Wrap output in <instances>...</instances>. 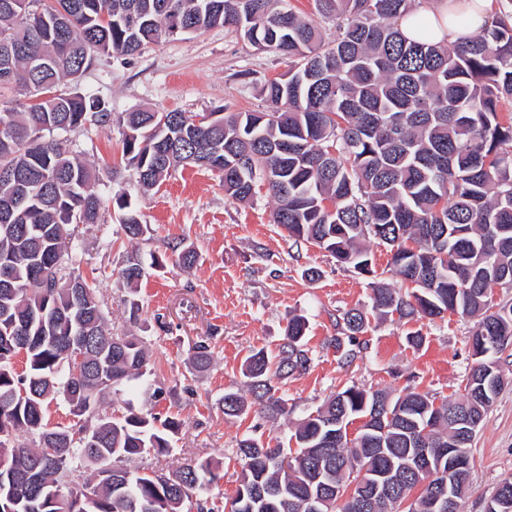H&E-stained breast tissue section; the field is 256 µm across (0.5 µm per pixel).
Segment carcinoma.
<instances>
[{
    "instance_id": "obj_1",
    "label": "carcinoma",
    "mask_w": 512,
    "mask_h": 512,
    "mask_svg": "<svg viewBox=\"0 0 512 512\" xmlns=\"http://www.w3.org/2000/svg\"><path fill=\"white\" fill-rule=\"evenodd\" d=\"M334 15L336 37L288 9L287 0H0V512H61L57 486L83 474L93 500L85 512H183L192 493L224 479L211 457L168 475L126 469L121 482L101 477L120 466L162 455L184 422L135 411H106L119 388L141 380L150 363L146 341L112 333L98 277L62 263L85 251L72 224H97L104 196L99 173L58 136L111 119L100 98L78 80L98 54L133 57L183 32L224 27L254 46L291 60L268 81L265 112H226L197 125L193 116L143 109L124 118L122 159L145 189L180 165L215 174L224 192L246 201L260 184L275 207L273 223L294 243H309L372 278V310L380 316L478 318L474 361L464 394L441 402L409 391H368L355 385L333 395L295 428L293 448H269L247 437L230 512H307L322 468L337 490L329 512H432L434 481L401 473L386 500L369 483L389 459L415 453L418 439L432 466L448 469L450 454L470 453L473 437L457 419L487 415L504 373L497 355L512 346V304L486 294L490 283L512 288V16L497 17L461 46L407 41L395 21L412 0H314ZM126 236L147 232L124 193L112 196ZM390 252L388 271L412 291L378 277L371 245ZM130 286L144 277L138 257L119 271ZM336 349L360 347L366 318L343 317ZM307 323L295 316L276 354L258 350L244 364L260 412L288 418V399L273 379L309 365ZM88 340L86 363L74 379L67 348ZM24 369L16 371L17 342ZM54 401L89 415V432L49 426ZM248 407L224 394V415ZM377 414L352 440L339 420ZM59 448L53 457L43 446Z\"/></svg>"
}]
</instances>
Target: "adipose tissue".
I'll return each mask as SVG.
<instances>
[{"label": "adipose tissue", "instance_id": "ef3b65f1", "mask_svg": "<svg viewBox=\"0 0 512 512\" xmlns=\"http://www.w3.org/2000/svg\"><path fill=\"white\" fill-rule=\"evenodd\" d=\"M492 0H461L460 10L465 11L466 23H458L449 10L448 0H436L427 10H414L400 16L396 26L410 41H431L440 44H457L490 21Z\"/></svg>", "mask_w": 512, "mask_h": 512}]
</instances>
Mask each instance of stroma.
Instances as JSON below:
<instances>
[{"label":"stroma","mask_w":512,"mask_h":512,"mask_svg":"<svg viewBox=\"0 0 512 512\" xmlns=\"http://www.w3.org/2000/svg\"><path fill=\"white\" fill-rule=\"evenodd\" d=\"M288 69L287 58L258 50L243 35L221 27L163 39L133 57L100 55L79 87L103 99L112 119L68 138L81 158L101 168L121 158L125 113L142 108L197 116L222 109L263 111L268 107L263 85ZM110 186L136 205L141 222L150 227L149 238L129 241L116 208L106 205L99 223L82 229L88 253L80 270L102 279L113 331L144 337L152 368L139 388L117 392L113 405L129 402L141 412L185 422L170 455L140 459L138 467L168 472L199 457L223 461V480L193 494L204 507L223 512L233 496L241 439L290 446L295 422L343 387L355 384L396 395L412 389L439 398L462 393L473 363V319L451 313L408 322L378 318L368 278L339 265L323 249L289 239L271 221L273 201L266 188L241 203L225 194L215 175L195 167L176 168L147 192L126 167ZM186 244L198 252L190 269L177 263ZM134 251L146 274L132 289L119 271ZM309 268L317 277H305ZM133 298L139 302L134 315L129 312ZM352 309L366 313L368 323L363 349L348 360L331 341L341 335L342 317ZM295 315L307 320L311 362L278 382L293 409L290 418L273 420L253 410L226 417L225 393L245 387V357L259 349L276 352ZM411 332L424 336L421 348L407 344ZM198 344L211 352L203 368L193 362ZM500 364L505 384L475 436L461 512H484L497 485L512 478V348L501 353Z\"/></svg>","instance_id":"obj_1"}]
</instances>
